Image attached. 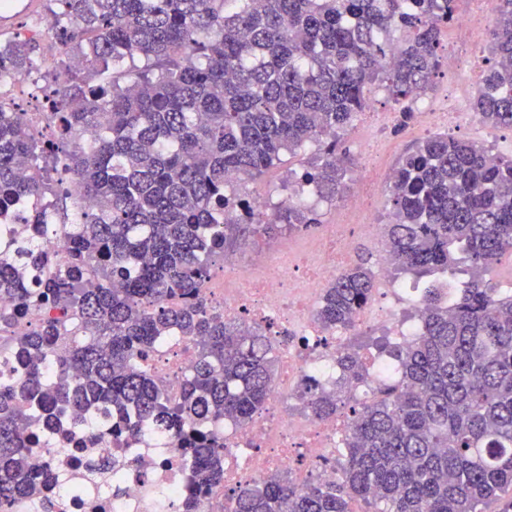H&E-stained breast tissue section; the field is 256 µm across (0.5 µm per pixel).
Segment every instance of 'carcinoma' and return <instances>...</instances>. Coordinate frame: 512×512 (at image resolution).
I'll list each match as a JSON object with an SVG mask.
<instances>
[{
  "mask_svg": "<svg viewBox=\"0 0 512 512\" xmlns=\"http://www.w3.org/2000/svg\"><path fill=\"white\" fill-rule=\"evenodd\" d=\"M55 39L86 61L52 98L67 150L65 170L90 202L70 226L71 264L50 279L42 228L17 257L0 255V293L20 306L39 300L43 319L3 345L0 358V508L41 499L55 475L32 469L22 430L72 412L92 432L99 420L142 424L178 438L199 486L221 482L224 445L209 433L229 418L248 422L266 400L278 347L255 326L244 333L199 293L212 262L257 235L321 223L305 199L252 212L231 191L308 144L318 155L300 181L333 201L348 168L342 137L372 88L400 106L431 84L442 29L459 0H56ZM473 110L512 128V0H497ZM37 39L0 47L8 70L35 71ZM112 71L92 84L85 72ZM99 131L80 143L88 129ZM53 156L20 112L0 108V212L43 199L60 185ZM387 247L395 269L418 277L470 279L452 298L421 289V324L408 350L384 345L397 380L351 406L345 463L334 483L304 487L278 478L245 487L233 512H485L512 489V289L487 275L512 254V155L474 141L431 136L407 152L386 187ZM375 288L368 263L325 289L315 318L325 330L353 326ZM173 334L195 341L196 363L179 401L138 363ZM70 340L57 353L58 340ZM343 377L365 368L336 354ZM317 417L338 413L336 394L311 395Z\"/></svg>",
  "mask_w": 512,
  "mask_h": 512,
  "instance_id": "obj_1",
  "label": "carcinoma"
}]
</instances>
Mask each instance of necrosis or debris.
<instances>
[{"mask_svg":"<svg viewBox=\"0 0 512 512\" xmlns=\"http://www.w3.org/2000/svg\"><path fill=\"white\" fill-rule=\"evenodd\" d=\"M495 3L481 0L479 12L456 18L449 65H460L487 36ZM456 98L451 91L439 102L424 104L417 114L419 126L477 125L475 113L457 111ZM365 176V168L356 170L346 204L347 212L362 214L361 222L313 224L265 250L244 248L239 256L225 258L221 273L206 281L203 296L225 317L246 326L263 325L281 341V370L262 409L245 425L226 421L214 429L225 446L223 482L206 488L193 485V461L174 436L156 434L145 425L134 436L102 425L91 438L78 425L52 447L32 453L36 471L51 470L81 487L73 494L51 486L55 512H184L188 507L194 512H232L235 491L274 476L296 486L314 479L336 480V457L347 419L341 414L322 420L313 417L305 390H337L344 407L363 401L395 374V366L371 347L359 353L368 370L365 380L341 384L336 377L337 351L350 348L356 332L380 331L404 348L418 331L415 291L398 283L385 253L379 257L375 303L359 312L353 329L327 333L314 321L325 287L344 268L343 257L353 252L358 240L378 242L384 237L383 225L366 206ZM194 361V344L184 336L168 337L144 359L173 400L179 398Z\"/></svg>","mask_w":512,"mask_h":512,"instance_id":"obj_1","label":"necrosis or debris"}]
</instances>
